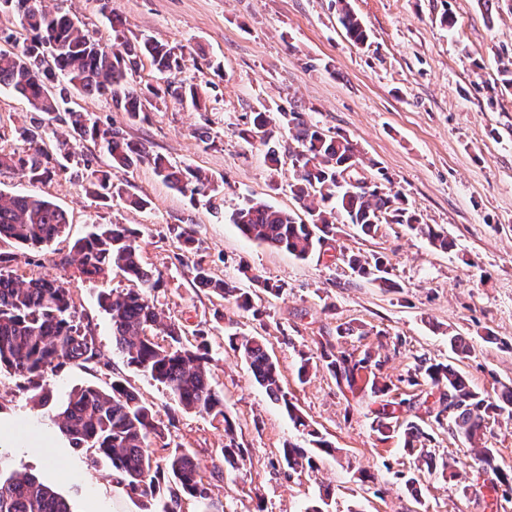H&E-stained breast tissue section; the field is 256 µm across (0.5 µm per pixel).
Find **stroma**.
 I'll return each instance as SVG.
<instances>
[{
    "label": "stroma",
    "mask_w": 512,
    "mask_h": 512,
    "mask_svg": "<svg viewBox=\"0 0 512 512\" xmlns=\"http://www.w3.org/2000/svg\"><path fill=\"white\" fill-rule=\"evenodd\" d=\"M65 2L93 40L112 44L114 34L96 0H41L46 8ZM366 27V44H354L338 22L336 0H112L128 39L150 37L175 47L180 68L159 74L139 60L131 80L143 86L167 81L198 85L207 92L202 111L174 102L150 109L144 121L128 123L110 100L72 94L71 104L100 122L120 128L173 163L211 174L221 208L209 198L172 190L140 165L119 173L121 182L148 202L135 210L91 194L88 173L104 168L106 156L92 144L72 153L50 178L31 183L0 169V192H32L69 214L65 234L47 248H16L8 267L24 275L50 274L66 288L74 321L93 342L95 359L70 362L44 378L50 405L38 408L23 378L0 369V424L12 427L0 440V468L37 476L68 501L72 512H144L112 474L108 460L91 464L50 421L73 389L110 387L122 378L167 426L170 447L193 453L210 473L224 445V427L183 409L161 384L112 345V323L99 304L101 293L129 289L120 269L89 280L57 260L95 224H127L141 233L146 267L161 277L155 301L163 316L186 333L203 332L214 386L236 423V441L246 462L214 480L221 512H304L320 485L336 495L332 512H512V496L492 489L478 471L470 445L431 427L426 448L456 459V477L422 474L412 498L403 474L415 459L398 437L373 429L364 394L340 391L324 370L298 379L300 354L318 357L320 344L380 359L378 377L389 383L413 373L419 362L458 363L479 393L512 386V89L500 82L499 58L512 56V0L485 11L478 0H349ZM455 19L442 25L443 13ZM302 106L307 122L341 131L356 141L393 180L422 223L443 229L456 247L443 252L402 224L381 225L366 236L338 225L336 245L387 263L395 290L357 277L340 257L300 259L241 234L230 217L245 200L295 208L288 185L289 159L270 166L261 146L239 136L253 112L269 111L281 149L290 141L280 111ZM33 118L28 105L0 92V149L21 150L15 126ZM193 224L196 244L184 252L179 227ZM201 263L214 279L235 282L252 297L243 311L192 282ZM258 274L280 285L279 294L256 288ZM341 324L364 326L365 337L337 338ZM261 336L279 365L289 399L340 448L341 458L321 457L315 472L288 474L280 450L308 438L294 429L281 405L270 401L247 364L225 340L227 326ZM470 347L456 358L449 335ZM376 477L361 482V471Z\"/></svg>",
    "instance_id": "stroma-1"
}]
</instances>
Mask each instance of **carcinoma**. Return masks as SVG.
I'll use <instances>...</instances> for the list:
<instances>
[{
    "mask_svg": "<svg viewBox=\"0 0 512 512\" xmlns=\"http://www.w3.org/2000/svg\"><path fill=\"white\" fill-rule=\"evenodd\" d=\"M13 8L22 15L28 37L21 40L12 33L0 35L1 42L12 45L10 49L0 48V90L25 99L35 111L67 125L69 137L56 140L52 151L39 132L38 122L19 127L15 134L27 148L0 152L1 168L15 170L33 182L41 181L51 176L54 155H68L74 146L91 142L101 146L108 156L106 169L91 172L90 185L99 198L118 197L136 209L146 208V200L112 180V176L145 163L153 165L155 174L184 196L218 191L214 180L201 170L173 165L160 155L150 154L146 146L127 140L118 128L102 126L72 108L60 109L68 103L64 92L75 89L86 97L111 99L115 109L125 113L130 122L141 119L146 103L153 96L159 97V90L151 85L132 86L129 73L141 57L150 59L161 73L179 69L180 57L175 48L152 38L136 43L121 39L124 21L110 8L101 13L116 33L118 43L112 46L83 34L79 20L61 4L49 10L39 0H13ZM338 20L352 42H367L366 27L348 5L339 9ZM164 93L197 110L204 105L203 93L194 86L169 83ZM282 118L294 143L290 150L294 177L289 192L302 214L248 199L231 216L232 223L244 235L306 259L334 240L338 224H352L366 235L377 231L381 224H406L435 248H455L447 233L420 222L403 193L386 187L391 179L383 169L375 163L365 168L359 149L349 137L305 122L295 109L282 113ZM267 126L266 113L257 112L249 126L240 130V137L265 146L266 160L277 165L279 152L271 143L272 133ZM67 224L66 212L38 195L0 193V248L45 247L65 231ZM139 238L140 231L126 224L96 225L56 265L65 268L75 264L88 279L98 278L113 266L127 274L132 288L100 296V305L112 322V343L129 365L164 385L183 408L220 419L224 424L225 442L220 449L224 469L212 473V477L236 472L244 466L245 449L237 444L235 423L224 411L223 395L211 382L208 345L202 341L186 346L185 330L175 323L163 322L162 313L151 299L152 291L160 287V279L143 266ZM343 260L358 277L383 288H396L387 277L384 258L368 260L352 254L343 256ZM192 275L197 286L234 301L241 310L252 308L249 294L213 278L202 265L193 266ZM70 309L68 293L57 278L27 277L0 268V366L23 377L35 391L34 400L42 406L49 401L42 384L47 371L67 362L96 357L88 336L73 324ZM160 334L165 336L161 342L156 340ZM227 342L246 361L254 380L270 400L284 405L294 428L310 437V448L292 443L282 448L280 462L288 472L314 471L317 456L335 455L336 448L288 399L281 373L262 338L234 332L227 334ZM318 361L339 388L353 394L370 393L377 404L371 413L377 432L383 436L399 420L400 413L422 409L439 427L471 444L483 435L490 420L505 412L512 416V387L493 396L480 394L451 364L422 362L405 379L410 387L425 382L437 389L439 396L431 402L429 395L422 393L399 400L387 398L391 386L376 375L382 362L369 351L357 358L327 342L321 345ZM55 422L72 447L90 453L92 462L102 457L109 459L112 473L129 493L143 499L147 512H183L185 498L206 503L199 496L202 490H211V482L204 480L195 457L186 449L158 454L166 450L162 444L166 426L122 381H112L108 390L88 386L73 391ZM400 427L404 449L418 455L428 472H448V460L424 450L422 439L427 433L418 422L405 420ZM476 464L512 493V471H505L498 464L496 449H480ZM0 512L72 510L35 475L0 469Z\"/></svg>",
    "mask_w": 512,
    "mask_h": 512,
    "instance_id": "1",
    "label": "carcinoma"
}]
</instances>
